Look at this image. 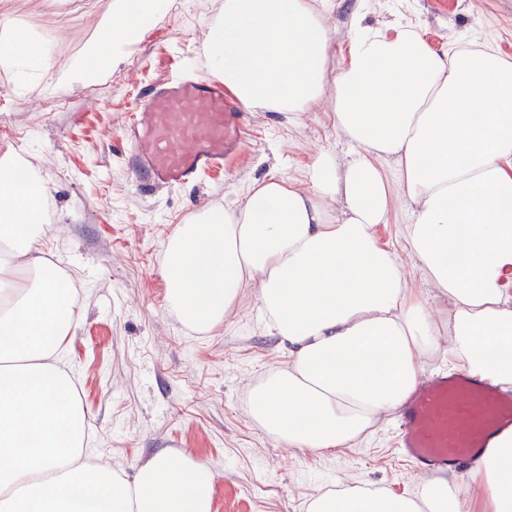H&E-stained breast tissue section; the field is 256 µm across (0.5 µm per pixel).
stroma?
<instances>
[{
	"label": "stroma",
	"mask_w": 512,
	"mask_h": 512,
	"mask_svg": "<svg viewBox=\"0 0 512 512\" xmlns=\"http://www.w3.org/2000/svg\"><path fill=\"white\" fill-rule=\"evenodd\" d=\"M107 4L0 0V21L33 29L54 50L53 70L25 91L0 72V152L13 150L48 175L53 230L42 250L81 295L69 365L99 461L130 471L162 450L199 457L217 474L215 512H307L313 496L352 484L413 492L422 478L396 453L393 416L371 437L334 453L284 446L251 421L250 387L284 361L254 291L208 334L184 329L164 301L163 246L177 225L199 209L242 201L254 179L304 180L319 152L347 158L351 145L329 105L298 118L251 113L244 149L223 172L185 187L137 190L123 166L119 130L144 88L181 66L206 70V24L224 0H171L102 83L52 91L54 69L95 34ZM355 13L386 32L411 24L439 53L452 41L476 42L512 58V0H330L334 65L345 60ZM381 166L393 182L394 204L377 236L396 251L412 286L427 288L404 248L411 206L396 166Z\"/></svg>",
	"instance_id": "1"
}]
</instances>
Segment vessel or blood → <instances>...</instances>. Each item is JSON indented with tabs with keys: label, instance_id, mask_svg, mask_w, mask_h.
<instances>
[{
	"label": "vessel or blood",
	"instance_id": "b4317fda",
	"mask_svg": "<svg viewBox=\"0 0 512 512\" xmlns=\"http://www.w3.org/2000/svg\"><path fill=\"white\" fill-rule=\"evenodd\" d=\"M248 116L224 81L186 72L150 85L119 132L133 183L182 187L223 170L240 151ZM512 432V394L461 371L421 379L397 410L396 447L414 473H460Z\"/></svg>",
	"mask_w": 512,
	"mask_h": 512
}]
</instances>
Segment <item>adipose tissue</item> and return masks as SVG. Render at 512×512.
Segmentation results:
<instances>
[{
  "mask_svg": "<svg viewBox=\"0 0 512 512\" xmlns=\"http://www.w3.org/2000/svg\"><path fill=\"white\" fill-rule=\"evenodd\" d=\"M170 0H109L55 89L101 82ZM311 0H224L208 28V68L249 112L304 113L330 102L355 151L319 154L299 187L253 181L246 201L209 207L167 239L165 302L187 329L220 328L254 289L285 361L248 392L252 421L290 448L349 446L405 401L421 359L448 339L455 367L512 389V60L489 46L433 51L415 30L387 35L353 17L347 59ZM50 46L0 24V69L27 87ZM396 165L411 205L405 241L432 294L412 287L374 228L387 223ZM49 187L20 154H0V512H214L205 461L161 451L133 471L99 463L86 406L64 364L80 305L41 256ZM483 512H512V432L469 477ZM455 478L415 493L360 484L311 498L308 512H458Z\"/></svg>",
  "mask_w": 512,
  "mask_h": 512,
  "instance_id": "obj_1",
  "label": "adipose tissue"
}]
</instances>
